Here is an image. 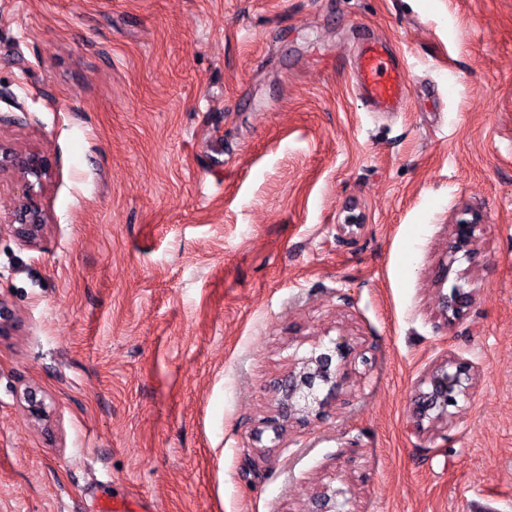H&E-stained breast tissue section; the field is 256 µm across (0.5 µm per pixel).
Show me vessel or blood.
<instances>
[{
  "label": "vessel or blood",
  "mask_w": 512,
  "mask_h": 512,
  "mask_svg": "<svg viewBox=\"0 0 512 512\" xmlns=\"http://www.w3.org/2000/svg\"><path fill=\"white\" fill-rule=\"evenodd\" d=\"M408 69L404 55L389 51L380 40L365 38L354 57L355 92L369 111H399L407 98Z\"/></svg>",
  "instance_id": "vessel-or-blood-1"
}]
</instances>
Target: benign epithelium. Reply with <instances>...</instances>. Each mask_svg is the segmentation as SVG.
Wrapping results in <instances>:
<instances>
[{"label":"benign epithelium","mask_w":512,"mask_h":512,"mask_svg":"<svg viewBox=\"0 0 512 512\" xmlns=\"http://www.w3.org/2000/svg\"><path fill=\"white\" fill-rule=\"evenodd\" d=\"M11 173L20 185L18 203L8 218L13 234L22 242L36 244L42 237L47 218L33 198V182H40L49 174L47 160L32 152H22L10 144L0 142V174ZM484 226L474 220L462 218L451 225L448 240V255L435 267L432 275L434 285L441 289L448 281L457 255L475 262V243L478 232ZM473 293L458 285L451 293L439 295L437 306L444 323L450 325L462 320L471 304ZM15 319L14 311L0 298V337L9 335ZM357 357L353 340L341 336L327 347L316 344L302 357L288 358V367L276 377L272 384V415L264 424L274 429L280 438L293 425L311 418L321 417L327 400L319 398V392L328 388V395L342 389L346 370ZM474 372L465 362L445 360L435 365L422 379L413 397V430L417 433L431 430L448 421L449 408L458 406V399H469L473 389ZM23 399L33 417L45 420L48 411L44 397L35 389L23 392ZM336 490L328 485L318 488L303 512H335Z\"/></svg>","instance_id":"obj_1"}]
</instances>
